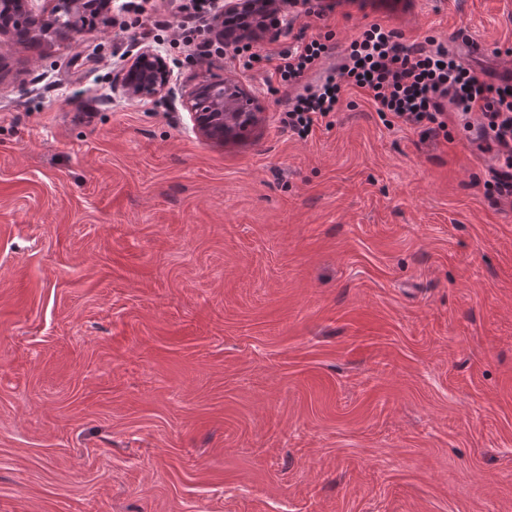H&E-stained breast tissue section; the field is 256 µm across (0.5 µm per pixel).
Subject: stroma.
Returning <instances> with one entry per match:
<instances>
[{"instance_id":"obj_1","label":"stroma","mask_w":512,"mask_h":512,"mask_svg":"<svg viewBox=\"0 0 512 512\" xmlns=\"http://www.w3.org/2000/svg\"><path fill=\"white\" fill-rule=\"evenodd\" d=\"M512 65V0H330ZM111 25L0 38V512H512V200L456 112L345 88L307 138L271 66ZM465 31L467 45L451 35ZM169 90L127 97L137 52ZM259 121L218 143L205 74Z\"/></svg>"}]
</instances>
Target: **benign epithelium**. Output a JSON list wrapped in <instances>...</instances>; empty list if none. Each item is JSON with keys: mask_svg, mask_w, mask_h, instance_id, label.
Returning <instances> with one entry per match:
<instances>
[{"mask_svg": "<svg viewBox=\"0 0 512 512\" xmlns=\"http://www.w3.org/2000/svg\"><path fill=\"white\" fill-rule=\"evenodd\" d=\"M111 4L112 0H55L51 14H64L67 21L63 29L78 32L79 22L85 15L98 18ZM287 5V0H227L215 20L216 36L221 41H237L256 28L277 29L279 15ZM45 13L46 9L39 7L37 0H16V13L12 19H0V36L14 37L24 28L30 37L41 39L47 28L35 25L33 21L44 17ZM168 83V64L150 47L139 51L121 79L125 93L136 99L156 97L167 89ZM245 101H250L246 91L222 80L192 90L182 105L190 112L200 135L222 143L234 131H245L257 123L258 113L244 111Z\"/></svg>", "mask_w": 512, "mask_h": 512, "instance_id": "benign-epithelium-1", "label": "benign epithelium"}]
</instances>
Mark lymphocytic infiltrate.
I'll return each mask as SVG.
<instances>
[{
    "mask_svg": "<svg viewBox=\"0 0 512 512\" xmlns=\"http://www.w3.org/2000/svg\"><path fill=\"white\" fill-rule=\"evenodd\" d=\"M122 10L141 18L154 30H173L175 43L190 47L202 39V24L214 20L221 0H186L179 5L178 24L146 15L141 0H123ZM233 57L243 68L273 64L281 87L290 89L285 127L307 137L314 125L335 112L343 85L366 91L380 115L416 125L445 128V105L461 116L477 115V129L496 144L504 157V170L495 172L494 187L512 196V83L495 85L480 80L461 60L444 47L433 50L400 42L397 31L372 23L346 47L340 64L326 66L331 49L322 38L298 33L288 48L255 49L251 42H238Z\"/></svg>",
    "mask_w": 512,
    "mask_h": 512,
    "instance_id": "1",
    "label": "lymphocytic infiltrate"
}]
</instances>
